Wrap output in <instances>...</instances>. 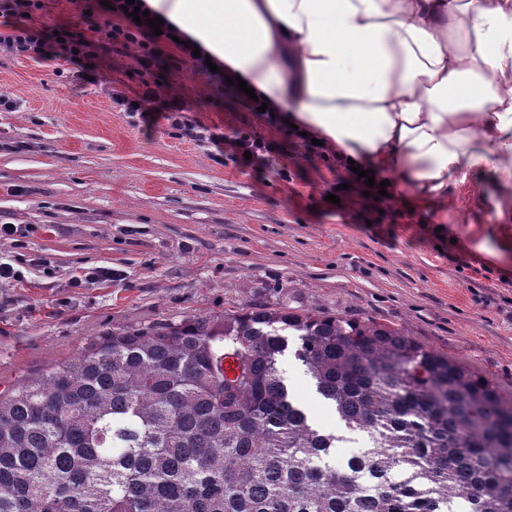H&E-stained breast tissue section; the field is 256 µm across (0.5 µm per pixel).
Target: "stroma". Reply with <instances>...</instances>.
Instances as JSON below:
<instances>
[{
  "label": "stroma",
  "mask_w": 512,
  "mask_h": 512,
  "mask_svg": "<svg viewBox=\"0 0 512 512\" xmlns=\"http://www.w3.org/2000/svg\"><path fill=\"white\" fill-rule=\"evenodd\" d=\"M109 19L97 0H45L33 24L87 35ZM135 53L99 49L92 81L60 57L0 55V94L19 104L0 112V222L26 229L0 243L21 272L0 282V392L113 328L261 303L404 326L512 397V258L479 249L501 237L494 214L474 205L487 180L453 190L438 214L380 209L326 149L311 152L280 116L248 110L222 73L165 44L146 78ZM146 80L182 102L186 122L269 143L264 162L177 137L164 113L119 111L113 95ZM98 267L119 276L77 284ZM280 369L313 421L335 429L301 364L287 355Z\"/></svg>",
  "instance_id": "35a3bbf8"
}]
</instances>
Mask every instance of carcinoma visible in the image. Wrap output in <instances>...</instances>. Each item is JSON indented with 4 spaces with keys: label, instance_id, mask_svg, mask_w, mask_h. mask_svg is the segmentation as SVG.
Masks as SVG:
<instances>
[{
    "label": "carcinoma",
    "instance_id": "1",
    "mask_svg": "<svg viewBox=\"0 0 512 512\" xmlns=\"http://www.w3.org/2000/svg\"><path fill=\"white\" fill-rule=\"evenodd\" d=\"M288 350L341 433L288 392ZM0 512H512V401L402 326L317 308L114 328L0 394Z\"/></svg>",
    "mask_w": 512,
    "mask_h": 512
}]
</instances>
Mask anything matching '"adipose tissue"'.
Returning <instances> with one entry per match:
<instances>
[{
	"label": "adipose tissue",
	"instance_id": "ef3b65f1",
	"mask_svg": "<svg viewBox=\"0 0 512 512\" xmlns=\"http://www.w3.org/2000/svg\"><path fill=\"white\" fill-rule=\"evenodd\" d=\"M147 3L391 200L441 210L478 175L512 218V0Z\"/></svg>",
	"mask_w": 512,
	"mask_h": 512
}]
</instances>
